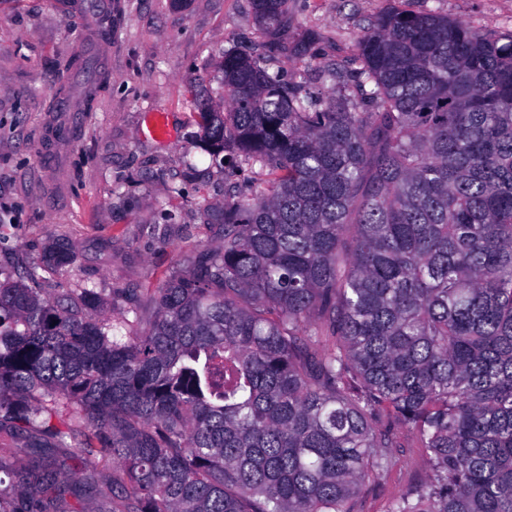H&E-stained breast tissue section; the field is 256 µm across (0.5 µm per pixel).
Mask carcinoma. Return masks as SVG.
I'll list each match as a JSON object with an SVG mask.
<instances>
[{
	"instance_id": "cac0c4a2",
	"label": "carcinoma",
	"mask_w": 512,
	"mask_h": 512,
	"mask_svg": "<svg viewBox=\"0 0 512 512\" xmlns=\"http://www.w3.org/2000/svg\"><path fill=\"white\" fill-rule=\"evenodd\" d=\"M353 64L313 83L224 52L200 138L267 180L224 198L222 245L152 321L52 292L66 244L0 279V418L47 436L36 468L0 460V512H351L395 463L383 414L431 473L388 512H512V34L395 6Z\"/></svg>"
}]
</instances>
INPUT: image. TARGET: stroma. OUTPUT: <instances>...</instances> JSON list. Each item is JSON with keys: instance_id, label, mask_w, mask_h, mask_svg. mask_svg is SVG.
Returning <instances> with one entry per match:
<instances>
[{"instance_id": "stroma-1", "label": "stroma", "mask_w": 512, "mask_h": 512, "mask_svg": "<svg viewBox=\"0 0 512 512\" xmlns=\"http://www.w3.org/2000/svg\"><path fill=\"white\" fill-rule=\"evenodd\" d=\"M84 0H0V267L40 262L67 242L74 274L58 289L89 280L115 315L138 301L154 315L153 293L175 270L189 269L201 242L224 237L221 205L233 183L259 187L250 168L222 172L197 137L192 86L224 94L219 62L228 48L266 57L271 67L302 73L309 55L350 67L357 39L393 0H290L279 38L255 18L252 0H112V34L94 39ZM481 32H512V0H407ZM82 49L91 66L60 73ZM90 109H57L61 97ZM164 112L169 135L149 132ZM183 195L169 197L170 185ZM176 221L164 223V211ZM397 465L365 482L354 512H386L428 480L424 452L406 438Z\"/></svg>"}]
</instances>
